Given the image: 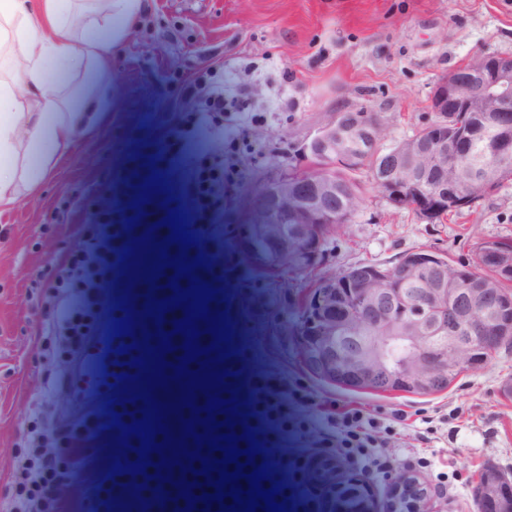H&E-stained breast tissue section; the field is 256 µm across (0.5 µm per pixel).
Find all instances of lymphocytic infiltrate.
<instances>
[{
    "instance_id": "f902f5d3",
    "label": "lymphocytic infiltrate",
    "mask_w": 512,
    "mask_h": 512,
    "mask_svg": "<svg viewBox=\"0 0 512 512\" xmlns=\"http://www.w3.org/2000/svg\"><path fill=\"white\" fill-rule=\"evenodd\" d=\"M187 231L188 245L167 235L164 225L151 224L140 209L122 219L99 213L82 224L61 225L59 247L39 275L34 334L45 337L48 355L65 376L48 375L39 382L48 402L16 457L10 485L0 495V512H62L65 498L78 488L82 459L107 451L112 461L95 474L91 512H182L187 505L179 496L183 482L197 497V512H228L226 502L216 499V486L193 481V437L184 440L187 456L169 468L160 467L161 457L151 449L165 436L155 430L142 375L155 363L159 337L171 338L173 349L165 361L177 362L184 354L185 338L173 328L186 309H168L167 297L183 289L190 308L206 305L214 315L224 310L222 235L211 224H191ZM150 237L159 244V258L145 292L104 307L102 291L111 288L116 273ZM81 375L93 378L95 404L71 412L67 406ZM235 411L240 419L235 434L275 444V405L256 397L239 400ZM406 418L396 413L384 426L361 409L344 408L330 414L326 444L365 471L380 465L379 449ZM138 423L143 434L131 433ZM137 463L142 469L135 474L131 467Z\"/></svg>"
}]
</instances>
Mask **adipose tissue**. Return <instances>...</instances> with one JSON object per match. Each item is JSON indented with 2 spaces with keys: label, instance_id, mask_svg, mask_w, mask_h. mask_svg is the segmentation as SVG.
I'll use <instances>...</instances> for the list:
<instances>
[{
  "label": "adipose tissue",
  "instance_id": "adipose-tissue-1",
  "mask_svg": "<svg viewBox=\"0 0 512 512\" xmlns=\"http://www.w3.org/2000/svg\"><path fill=\"white\" fill-rule=\"evenodd\" d=\"M142 0H0V208L33 193L92 125Z\"/></svg>",
  "mask_w": 512,
  "mask_h": 512
}]
</instances>
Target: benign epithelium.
Here are the masks:
<instances>
[{
    "instance_id": "7a95c632",
    "label": "benign epithelium",
    "mask_w": 512,
    "mask_h": 512,
    "mask_svg": "<svg viewBox=\"0 0 512 512\" xmlns=\"http://www.w3.org/2000/svg\"><path fill=\"white\" fill-rule=\"evenodd\" d=\"M437 120L397 148L377 150L381 128L374 118L357 130L338 114L306 146L326 164L312 172L268 177L253 197L266 224L263 241L297 270L318 265L322 224H347L350 211L339 204L343 188L335 168L376 152L371 180L394 207L414 210L421 220L462 211L485 186L484 162L512 166V55L484 54L441 77L430 97ZM477 112L481 126L454 123L457 113ZM463 161L468 183L448 179V168ZM293 228H288V225ZM484 264L512 275V253L492 247ZM430 280L428 288L408 284ZM393 288L373 267L360 266L341 285L332 279L306 300L319 311L305 356L326 382L384 390L435 392L476 353L512 336L503 312L512 297L475 277L457 276L448 287V266L431 255L411 258L396 270ZM390 512H427V491L416 479L397 478ZM474 495L482 512H512V479L492 466L479 476Z\"/></svg>"
}]
</instances>
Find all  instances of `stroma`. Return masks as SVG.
Masks as SVG:
<instances>
[{
  "instance_id": "35a3bbf8",
  "label": "stroma",
  "mask_w": 512,
  "mask_h": 512,
  "mask_svg": "<svg viewBox=\"0 0 512 512\" xmlns=\"http://www.w3.org/2000/svg\"><path fill=\"white\" fill-rule=\"evenodd\" d=\"M484 53L512 54V0H146L141 27L100 86L94 125L36 193L0 210V492L51 367L29 323L31 284L56 251L58 224L77 223V205L94 188L111 182L108 203L118 211L137 199L122 177L134 155L156 207L179 197L182 223L220 227L222 320L234 330L225 361L244 399L280 403V440L269 455L282 475L308 463L312 483L295 491L301 512H386L401 474L426 488L431 512H477L473 489L484 467L512 478V398L501 394L512 383V347L439 393L344 390L304 369L299 300L318 277L361 263L389 268L410 251L471 261L481 243L512 238V182L473 210L427 224L390 205L358 171L355 213L331 230L321 263L304 273L275 262L257 241L249 199L270 171L308 169L306 145L337 112L375 114L383 146L412 137L435 118L437 80ZM217 96L239 102L220 117V142L204 116ZM217 154L223 202L193 201L194 171ZM344 406L378 418L408 415L396 427L393 468L372 472L358 494L346 491L354 470L317 441L328 409ZM420 456L432 466H418Z\"/></svg>"
}]
</instances>
